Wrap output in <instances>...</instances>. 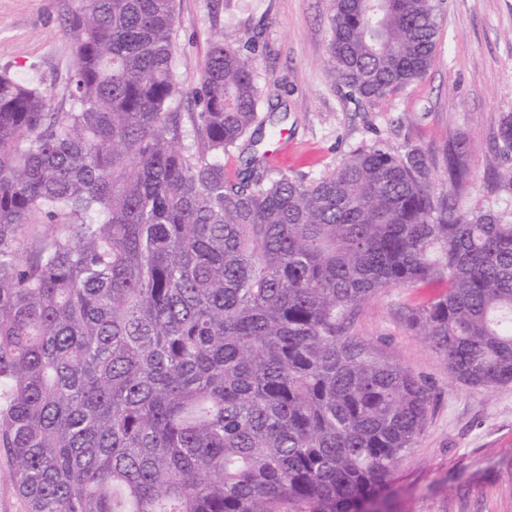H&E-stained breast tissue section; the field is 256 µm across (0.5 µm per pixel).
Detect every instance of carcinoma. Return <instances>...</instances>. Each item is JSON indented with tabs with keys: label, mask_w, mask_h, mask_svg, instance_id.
Wrapping results in <instances>:
<instances>
[{
	"label": "carcinoma",
	"mask_w": 512,
	"mask_h": 512,
	"mask_svg": "<svg viewBox=\"0 0 512 512\" xmlns=\"http://www.w3.org/2000/svg\"><path fill=\"white\" fill-rule=\"evenodd\" d=\"M440 0H330L334 78L420 79ZM175 0H76L61 92L0 70V447L28 512H366L429 413L351 332L387 288L473 386L512 383V208L460 212L372 146L269 175L254 57L215 36L173 112ZM249 141L233 179L224 154ZM495 148L512 158V113ZM51 234L23 250L25 228Z\"/></svg>",
	"instance_id": "1"
}]
</instances>
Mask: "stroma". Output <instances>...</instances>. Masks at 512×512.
Segmentation results:
<instances>
[{"label": "stroma", "mask_w": 512, "mask_h": 512, "mask_svg": "<svg viewBox=\"0 0 512 512\" xmlns=\"http://www.w3.org/2000/svg\"><path fill=\"white\" fill-rule=\"evenodd\" d=\"M74 0H0V69L61 89L73 64L65 20ZM329 0H175L174 72L200 86L211 41L253 50L262 111L284 110L280 172L329 174L350 152L418 150L428 184L460 210L498 209L512 161L494 148L512 112V0H444L434 61L416 83L361 100L331 75ZM432 286L388 288L357 311L353 332L424 385L429 417L397 464L382 512H512V384L460 382L408 323Z\"/></svg>", "instance_id": "stroma-1"}]
</instances>
